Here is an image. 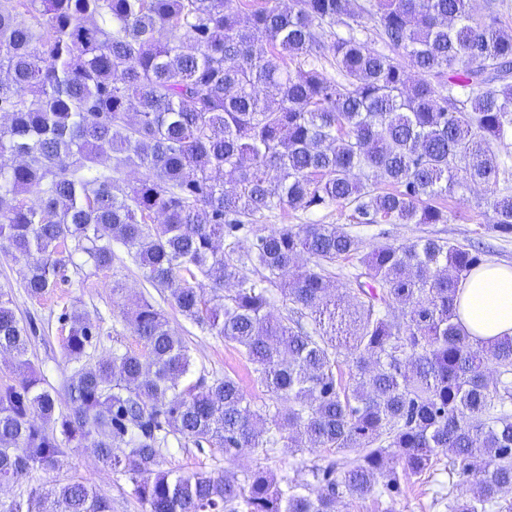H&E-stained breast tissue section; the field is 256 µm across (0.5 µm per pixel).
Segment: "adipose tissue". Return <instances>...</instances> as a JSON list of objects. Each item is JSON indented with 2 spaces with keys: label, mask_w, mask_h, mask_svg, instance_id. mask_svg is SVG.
<instances>
[{
  "label": "adipose tissue",
  "mask_w": 512,
  "mask_h": 512,
  "mask_svg": "<svg viewBox=\"0 0 512 512\" xmlns=\"http://www.w3.org/2000/svg\"><path fill=\"white\" fill-rule=\"evenodd\" d=\"M458 320L476 340L512 335V268L487 264L460 285Z\"/></svg>",
  "instance_id": "adipose-tissue-1"
}]
</instances>
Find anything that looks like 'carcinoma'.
Here are the masks:
<instances>
[{"label": "carcinoma", "instance_id": "1", "mask_svg": "<svg viewBox=\"0 0 512 512\" xmlns=\"http://www.w3.org/2000/svg\"><path fill=\"white\" fill-rule=\"evenodd\" d=\"M335 25L345 34L329 41ZM327 58L336 79L319 70ZM0 116V254L39 255L27 294L42 298L77 255L110 268L118 244L171 308L244 354L269 394L258 407L228 374L184 383L185 339L139 299L117 307L142 348L76 369L59 411L0 287V352L11 355L0 484L89 448L145 512H340L394 502L445 458L453 481L433 506L512 512V336L475 340L457 315L481 253L431 237L367 251L337 224L258 228L276 209L340 203L359 224H446L439 200L482 185L493 228L512 234V193L499 188L512 169V33L498 11L476 18L470 0H0ZM104 157L114 165L99 167ZM132 167L142 177L126 184ZM338 261L358 269L340 295L329 286ZM60 319L66 357L101 342L89 314ZM173 439L226 456L290 440L336 458L282 483L263 470L175 474L162 468ZM0 512L111 506L72 478Z\"/></svg>", "mask_w": 512, "mask_h": 512}]
</instances>
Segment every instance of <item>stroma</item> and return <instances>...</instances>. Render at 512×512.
Masks as SVG:
<instances>
[{
    "label": "stroma",
    "mask_w": 512,
    "mask_h": 512,
    "mask_svg": "<svg viewBox=\"0 0 512 512\" xmlns=\"http://www.w3.org/2000/svg\"><path fill=\"white\" fill-rule=\"evenodd\" d=\"M483 188L475 187L465 195L445 197L448 221L444 224H371L353 223L350 209L336 205L313 212L284 209L268 216L271 224H337L362 239L365 247L383 243L407 245L422 237L442 238L453 243L478 244L486 251V262L512 266V234L495 231L490 223ZM26 271L24 261L0 255V286L10 291L13 308L19 319L31 324L34 333L30 339L28 356L44 380L46 388L55 396L58 406H66V382L76 366L62 354L65 332L59 320L61 314L86 312L100 320L102 341L90 348L86 358L90 361L111 355L113 351L138 349L136 336L122 320L112 294L113 284H120L128 299L156 297L157 292L145 283L134 263H126L117 271L98 270L84 265L71 269L68 283L50 290L42 299H31L23 288ZM166 314L171 325L185 339L193 359V371L210 377L231 375L237 378L256 402H264L267 395L256 379L254 367L237 350L224 344L219 337L201 331L186 321L174 309ZM327 452L317 448L297 450L280 447L271 456L244 450L227 459L209 444L191 442L172 444L165 456L164 469L179 473L199 470L219 471L235 476L261 468L278 480L293 476L300 462H318ZM72 477H82L93 482L99 494L112 502V512H145L133 494L132 485L125 477L104 470L97 457L88 450L69 452L60 456L54 469L23 474L0 492V497L10 499L38 486L51 490L56 483Z\"/></svg>",
    "instance_id": "stroma-1"
}]
</instances>
